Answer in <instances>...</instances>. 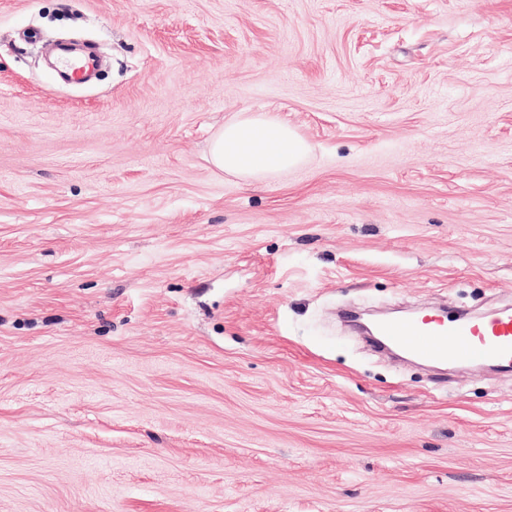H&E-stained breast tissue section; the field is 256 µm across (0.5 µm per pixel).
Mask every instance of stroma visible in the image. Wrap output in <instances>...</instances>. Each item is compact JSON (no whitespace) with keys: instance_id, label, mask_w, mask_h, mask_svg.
Segmentation results:
<instances>
[{"instance_id":"obj_1","label":"stroma","mask_w":512,"mask_h":512,"mask_svg":"<svg viewBox=\"0 0 512 512\" xmlns=\"http://www.w3.org/2000/svg\"><path fill=\"white\" fill-rule=\"evenodd\" d=\"M442 304L512 306V0H0V512H512V372L340 317ZM60 59L63 63V70L70 79L78 81H88L94 74L95 61L90 56L74 57L67 49H62ZM310 147L294 129L268 113L243 114L213 136L209 158L218 171L262 181L305 162Z\"/></svg>"}]
</instances>
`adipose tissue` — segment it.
Listing matches in <instances>:
<instances>
[{
    "label": "adipose tissue",
    "mask_w": 512,
    "mask_h": 512,
    "mask_svg": "<svg viewBox=\"0 0 512 512\" xmlns=\"http://www.w3.org/2000/svg\"><path fill=\"white\" fill-rule=\"evenodd\" d=\"M310 147L294 129L268 113L243 114L213 136L209 158L218 171L262 181L305 162Z\"/></svg>",
    "instance_id": "obj_1"
}]
</instances>
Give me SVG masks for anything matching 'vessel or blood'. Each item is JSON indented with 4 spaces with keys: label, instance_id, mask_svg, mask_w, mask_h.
<instances>
[{
    "label": "vessel or blood",
    "instance_id": "obj_1",
    "mask_svg": "<svg viewBox=\"0 0 512 512\" xmlns=\"http://www.w3.org/2000/svg\"><path fill=\"white\" fill-rule=\"evenodd\" d=\"M60 59L70 79L85 82L94 74L92 57H75L65 50ZM376 333L402 351L432 364L457 362L512 369L511 307L481 316L388 317L378 323Z\"/></svg>",
    "mask_w": 512,
    "mask_h": 512
}]
</instances>
